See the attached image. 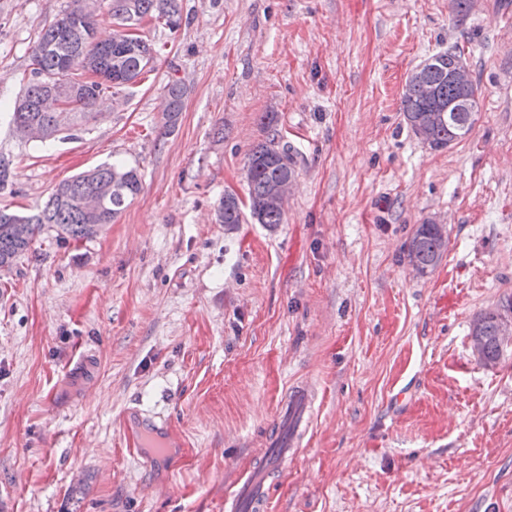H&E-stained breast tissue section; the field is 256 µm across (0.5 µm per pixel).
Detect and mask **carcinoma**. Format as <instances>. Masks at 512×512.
Wrapping results in <instances>:
<instances>
[{"mask_svg": "<svg viewBox=\"0 0 512 512\" xmlns=\"http://www.w3.org/2000/svg\"><path fill=\"white\" fill-rule=\"evenodd\" d=\"M71 19L62 27L54 20L44 27L32 49L34 79L24 87L12 112L16 133L28 124L38 126L50 138L62 131L88 123L96 117L103 96L111 91L130 88L153 70L160 51L157 44L138 33L126 30L149 17L175 31L182 26L179 0H110L108 15L117 27L108 41H98L96 0H71L61 12ZM466 64L458 45L427 59L421 79L408 76L402 93V111L409 127L431 111L436 119L426 128L423 143L433 150L450 147L465 139L477 120L481 94L475 79L461 87L450 80V74ZM187 88L181 80L171 78L163 86V118L167 130L175 129L182 112ZM289 165L285 166L271 153V145H256L247 157L248 201L262 198L267 189L285 178H295L296 161L291 148ZM141 187L138 169L121 162L104 163L85 170L59 183L43 208L33 215L0 210V268L11 267L16 257L26 251L34 238L44 231L54 233L58 243L96 237L106 225L128 206ZM101 199L98 214L86 211L83 201ZM259 224L274 228L285 221V211L267 209L250 211ZM216 215L224 229L230 231L241 223L239 199L227 194L217 207ZM26 225L19 236L14 227ZM448 248V235L437 224L425 221L417 225L407 245V258L414 273L423 277L432 272ZM501 312L489 310L478 314L470 327V335L482 337V354L487 364L502 354L500 338Z\"/></svg>", "mask_w": 512, "mask_h": 512, "instance_id": "1", "label": "carcinoma"}]
</instances>
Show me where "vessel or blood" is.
<instances>
[{
  "label": "vessel or blood",
  "instance_id": "vessel-or-blood-1",
  "mask_svg": "<svg viewBox=\"0 0 512 512\" xmlns=\"http://www.w3.org/2000/svg\"><path fill=\"white\" fill-rule=\"evenodd\" d=\"M315 395L304 382L294 383L281 402L277 428L268 450L237 481L224 500V512H268L273 476L283 473L312 424Z\"/></svg>",
  "mask_w": 512,
  "mask_h": 512
}]
</instances>
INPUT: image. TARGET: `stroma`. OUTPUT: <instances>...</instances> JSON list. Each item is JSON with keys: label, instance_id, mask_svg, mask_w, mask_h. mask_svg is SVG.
<instances>
[{"label": "stroma", "instance_id": "obj_1", "mask_svg": "<svg viewBox=\"0 0 512 512\" xmlns=\"http://www.w3.org/2000/svg\"><path fill=\"white\" fill-rule=\"evenodd\" d=\"M70 2L0 0V210L115 159L142 185L96 237L42 233L0 270V512H224L300 380L319 407L270 512H512V345L487 366L469 336L512 299V0H181L180 29L140 28L164 47L144 80L29 142L10 113ZM452 44L483 94L435 151L401 96ZM268 141L297 160L285 222L225 231ZM428 220L448 250L419 277L403 250ZM133 410L181 447L132 446ZM187 88L181 80L171 78L163 86V118L164 125L169 131L176 127L180 112H182ZM216 215L219 223L224 224L225 230H233L237 224L241 223L242 212L239 199L234 194L225 195L217 207Z\"/></svg>", "mask_w": 512, "mask_h": 512}]
</instances>
